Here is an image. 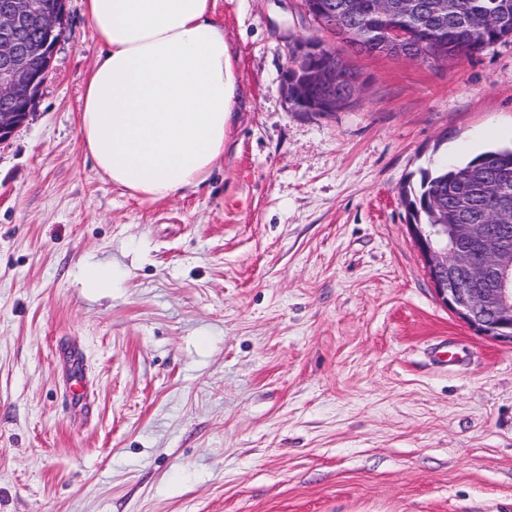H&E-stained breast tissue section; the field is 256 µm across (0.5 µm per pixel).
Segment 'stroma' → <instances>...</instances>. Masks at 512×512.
<instances>
[{"label":"stroma","instance_id":"obj_1","mask_svg":"<svg viewBox=\"0 0 512 512\" xmlns=\"http://www.w3.org/2000/svg\"><path fill=\"white\" fill-rule=\"evenodd\" d=\"M67 13L0 142V512H512V344L438 298L400 198L512 143V44L340 42L359 97L297 112L290 50L322 34L301 0H216L224 159L150 202L84 150L97 42L83 0Z\"/></svg>","mask_w":512,"mask_h":512}]
</instances>
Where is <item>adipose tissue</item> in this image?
I'll return each instance as SVG.
<instances>
[{
  "instance_id": "1",
  "label": "adipose tissue",
  "mask_w": 512,
  "mask_h": 512,
  "mask_svg": "<svg viewBox=\"0 0 512 512\" xmlns=\"http://www.w3.org/2000/svg\"><path fill=\"white\" fill-rule=\"evenodd\" d=\"M214 0H84L99 52L79 108L84 147L146 200L204 183L224 156L234 91Z\"/></svg>"
}]
</instances>
